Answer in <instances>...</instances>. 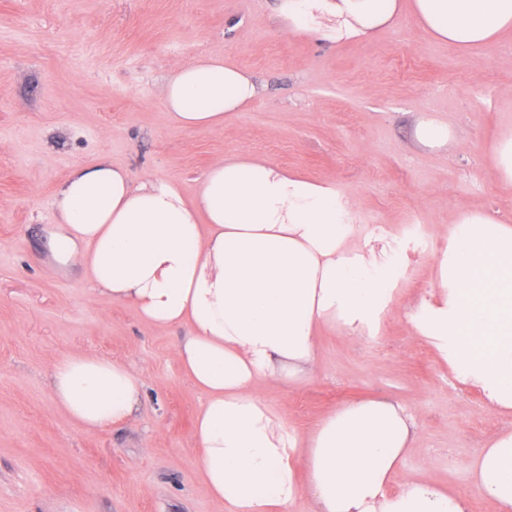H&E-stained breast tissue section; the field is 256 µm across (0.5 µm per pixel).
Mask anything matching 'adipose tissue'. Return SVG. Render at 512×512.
<instances>
[{
  "label": "adipose tissue",
  "mask_w": 512,
  "mask_h": 512,
  "mask_svg": "<svg viewBox=\"0 0 512 512\" xmlns=\"http://www.w3.org/2000/svg\"><path fill=\"white\" fill-rule=\"evenodd\" d=\"M411 11L434 40L468 51L512 37V0H279L282 32L343 44L373 39ZM243 68L221 58L175 67L162 98L187 129H223L258 95ZM48 257L80 269L113 302L153 326L186 327L177 355L205 401L194 426L195 467L224 512H468L433 485H388L416 439L403 406L374 399L341 406L306 437L258 397L264 380L312 373L318 332L374 336L392 304L405 250L360 230L332 184L267 159L215 161L194 198L178 186L105 161L77 167L59 188ZM438 291L408 321L488 409L512 412V220L460 208L435 259ZM53 399L95 431L128 422L138 372L78 354L50 372ZM477 495L512 512V431L470 464Z\"/></svg>",
  "instance_id": "obj_1"
}]
</instances>
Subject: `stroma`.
Wrapping results in <instances>:
<instances>
[{"label":"stroma","mask_w":512,"mask_h":512,"mask_svg":"<svg viewBox=\"0 0 512 512\" xmlns=\"http://www.w3.org/2000/svg\"><path fill=\"white\" fill-rule=\"evenodd\" d=\"M276 0H0V512H223L194 466L205 397L185 374L179 329L152 327L79 269L40 264L55 197L79 165L113 166L194 195L208 167L238 153L333 184L358 223L408 250L398 299L377 336L323 330L311 377L260 385L306 436L337 408L402 404L417 438L389 489L411 478L493 512L473 492L472 456L512 416L459 383L408 314L436 289L433 261L462 205L512 218L492 146L512 125V38L459 52L413 17L374 39L329 46L274 24ZM221 57L260 88L230 127H180L163 108L170 71ZM457 142L420 144L419 118ZM93 353L142 377L133 418L88 432L47 383L62 358Z\"/></svg>","instance_id":"stroma-1"}]
</instances>
